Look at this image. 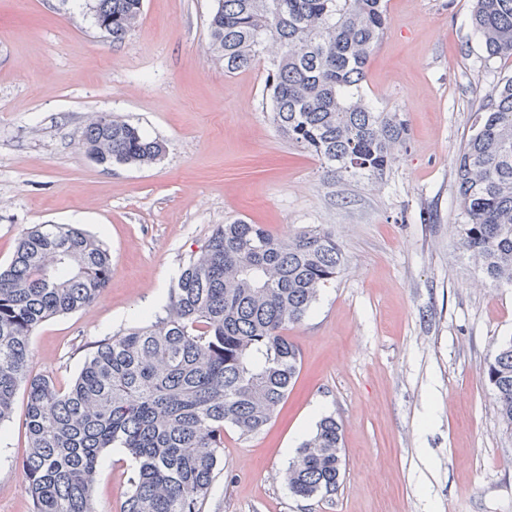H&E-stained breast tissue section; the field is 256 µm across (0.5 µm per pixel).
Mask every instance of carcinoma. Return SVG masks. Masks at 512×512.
<instances>
[{"label": "carcinoma", "instance_id": "obj_1", "mask_svg": "<svg viewBox=\"0 0 512 512\" xmlns=\"http://www.w3.org/2000/svg\"><path fill=\"white\" fill-rule=\"evenodd\" d=\"M143 0H97L123 43ZM389 23L385 0H217L208 45L224 72L271 57L266 78L273 123L315 154L326 173L385 176L406 147V120L364 98L371 55ZM485 63L512 59V0H474L470 18ZM80 148L104 165L150 166L165 144L99 113ZM462 251L490 287H512V75L476 113L455 162ZM346 263L336 235L308 225L286 239L243 220L219 224L186 262L162 311L116 332L86 357L61 391L31 376L32 336L46 320L91 305L112 276L108 248L73 224H34L0 268V422L24 389L28 440L22 465L31 512H95L100 460L122 448L136 463L123 512H198L224 449V427L262 432L288 396L300 353L284 331L301 322ZM483 374L512 431V338ZM342 429L322 418L284 473L310 499L343 477Z\"/></svg>", "mask_w": 512, "mask_h": 512}]
</instances>
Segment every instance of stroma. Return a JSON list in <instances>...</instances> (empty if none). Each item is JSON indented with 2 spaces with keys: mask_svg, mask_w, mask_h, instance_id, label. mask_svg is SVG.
Masks as SVG:
<instances>
[{
  "mask_svg": "<svg viewBox=\"0 0 512 512\" xmlns=\"http://www.w3.org/2000/svg\"><path fill=\"white\" fill-rule=\"evenodd\" d=\"M216 0H143L124 43L86 0H0V267L34 224L103 240L112 280L88 308L51 318L29 369L61 390L94 344L161 310L212 229L241 219L288 236L335 230L347 258L287 336L301 371L276 417L224 451L199 512H512V432L483 376L512 337V288L485 285L463 254L455 159L512 61L485 64L472 0H387L389 26L363 93L406 119L410 139L381 181L324 177L271 119L268 58L228 74L208 48ZM163 141L149 167H105L79 143L97 113ZM324 405L343 429L335 493L303 500L283 472ZM24 396L0 423V512H31ZM130 457L104 453L95 512H123Z\"/></svg>",
  "mask_w": 512,
  "mask_h": 512,
  "instance_id": "obj_1",
  "label": "stroma"
}]
</instances>
